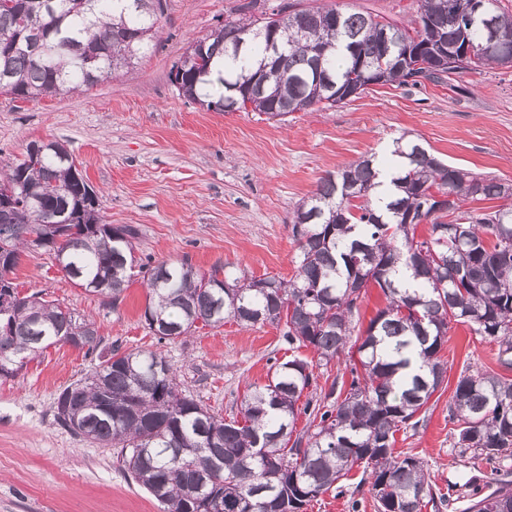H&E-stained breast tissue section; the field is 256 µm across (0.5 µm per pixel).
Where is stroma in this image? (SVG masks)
<instances>
[{"instance_id": "35a3bbf8", "label": "stroma", "mask_w": 512, "mask_h": 512, "mask_svg": "<svg viewBox=\"0 0 512 512\" xmlns=\"http://www.w3.org/2000/svg\"><path fill=\"white\" fill-rule=\"evenodd\" d=\"M162 33L132 70L93 87L35 101L0 95V166L35 139L64 142L98 194L106 223L138 232L136 255L189 259L249 278H291L293 212L326 172L364 155H386L393 140L423 142L450 165L512 181V67L453 76L444 85H377L319 112L269 120L255 112H214L179 95L170 72L186 48L233 14L240 0H166ZM13 278L94 321L104 344L153 350L176 368L183 390L224 417L275 363L315 360L276 326L234 321L186 338L158 341L147 329L146 291L133 277L114 306L64 276L52 254L26 251ZM497 347L469 325L451 323L440 353L447 372L424 423L395 435V452L415 455L448 495L443 512H469L474 497L512 484V463L493 468L453 446L448 403L463 368L495 365ZM97 356L64 343L48 347L17 377L0 378V512H162L129 480L117 451L58 426L53 402ZM361 468L303 512H379L358 489Z\"/></svg>"}]
</instances>
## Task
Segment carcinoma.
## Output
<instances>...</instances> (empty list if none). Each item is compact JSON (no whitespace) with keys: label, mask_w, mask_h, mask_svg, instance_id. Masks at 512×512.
<instances>
[{"label":"carcinoma","mask_w":512,"mask_h":512,"mask_svg":"<svg viewBox=\"0 0 512 512\" xmlns=\"http://www.w3.org/2000/svg\"><path fill=\"white\" fill-rule=\"evenodd\" d=\"M485 2L488 20L471 21L473 0H419L410 28L327 0H311L300 15L286 3L277 7L280 53L271 59L257 34L267 12L260 0H245L235 17L187 48L172 83L209 109L222 112L224 100L246 98L251 106L236 111L279 118L343 104L354 83L362 93L376 84L441 83L505 65L490 39L495 32L512 46V14L498 0ZM164 10L162 0H0V95L33 101L112 77L156 38ZM460 39L471 43L473 57L450 67L432 44ZM242 40L246 53L236 50ZM407 53L417 67L401 60ZM390 155L362 157L321 177L294 212V275L266 277L255 288L244 276L201 272L186 259L137 264L135 230L104 223L78 165L57 151L36 156L26 144L23 158L0 172V184L24 188L0 201V297H11L0 310V378L17 376L40 352L72 338L97 353L95 370L54 399L55 420L120 449L123 469L164 512H301L356 466L381 512H437L444 496L423 462L393 447L398 431L418 426L415 417L442 384L439 353L453 321L497 345L498 367L461 371L448 402L455 447L493 464L512 457V205L464 207L512 195L501 180L450 166L415 140L396 139ZM383 173L394 187L385 203L377 191ZM433 190L456 196L450 211L432 212ZM409 218L429 222V237L416 238ZM38 247L54 254L74 285L114 305L139 268L144 322L160 341L227 318L244 328L271 323L288 343L312 348L317 362L277 364L268 384L247 392L226 421L179 389L162 354L104 347L95 323L21 294L11 274L25 250ZM361 278L386 299L363 332L354 323ZM343 355L349 385L332 381L326 403L315 408L301 401L317 385L314 367ZM474 508L512 512V490L497 489Z\"/></svg>","instance_id":"carcinoma-1"}]
</instances>
